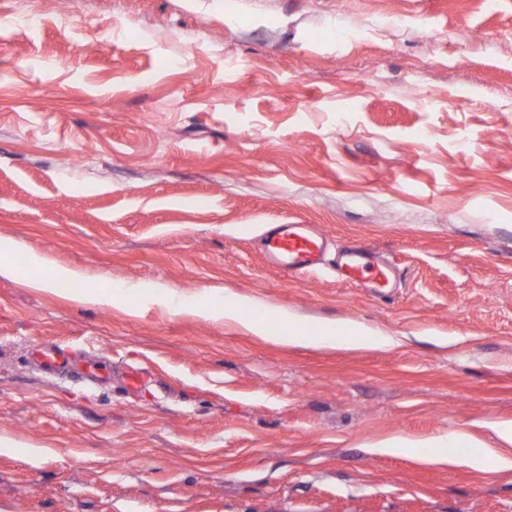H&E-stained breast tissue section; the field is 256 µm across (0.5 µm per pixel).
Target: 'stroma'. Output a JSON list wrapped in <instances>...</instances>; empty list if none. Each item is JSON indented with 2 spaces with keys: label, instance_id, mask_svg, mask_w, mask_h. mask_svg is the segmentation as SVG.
<instances>
[{
  "label": "stroma",
  "instance_id": "1",
  "mask_svg": "<svg viewBox=\"0 0 512 512\" xmlns=\"http://www.w3.org/2000/svg\"><path fill=\"white\" fill-rule=\"evenodd\" d=\"M270 224L399 281L288 276ZM0 240V512H512V470L372 450L512 457V0H0ZM42 259L125 305L30 287ZM245 300L397 343L211 315ZM42 343L110 381L44 373ZM336 276L354 285L385 288L393 277L392 269L376 253L363 249L347 250L334 264ZM215 316L230 318L237 322L247 331L263 337H275L277 339H286L288 344L293 345H312L322 348L335 349L336 345L344 348H367L374 346H391L397 343L392 336L384 334H365L361 328L356 325H345L342 336H333L334 327L329 325H317L314 332L304 331L296 320L288 316V336H282L279 331L269 327L264 319L244 317L239 312L224 309V313H213ZM279 335V336H268ZM426 447L435 448L433 456L440 458L441 461L448 456L447 448H467L465 456L460 460L473 470L488 471L492 469V463L498 470L512 468V460L496 455L491 448H486L481 440L465 431L450 433ZM380 452L392 455H408L415 448H420V443L401 437H388L375 446Z\"/></svg>",
  "mask_w": 512,
  "mask_h": 512
}]
</instances>
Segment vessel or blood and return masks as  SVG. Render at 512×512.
I'll list each match as a JSON object with an SVG mask.
<instances>
[{
	"label": "vessel or blood",
	"mask_w": 512,
	"mask_h": 512,
	"mask_svg": "<svg viewBox=\"0 0 512 512\" xmlns=\"http://www.w3.org/2000/svg\"><path fill=\"white\" fill-rule=\"evenodd\" d=\"M324 241V235L313 224H276L264 238L268 261L292 276L306 275L323 266ZM334 268L343 280L373 288L386 287L393 277L392 269L379 255L363 248L347 250ZM33 358L46 373H67L78 367L94 383L105 379L108 368L105 357L93 356L82 361L56 345L36 348Z\"/></svg>",
	"instance_id": "1"
}]
</instances>
